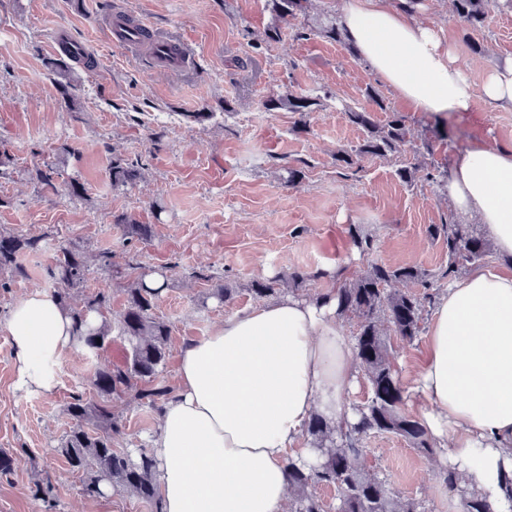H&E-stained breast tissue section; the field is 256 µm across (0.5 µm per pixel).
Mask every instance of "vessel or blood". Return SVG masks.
<instances>
[{"label":"vessel or blood","instance_id":"obj_1","mask_svg":"<svg viewBox=\"0 0 512 512\" xmlns=\"http://www.w3.org/2000/svg\"><path fill=\"white\" fill-rule=\"evenodd\" d=\"M108 38L113 46L130 48L148 44L149 71H169L189 67L192 63L190 55L183 48L170 41L167 37L154 34L145 24L131 23L122 19L108 23Z\"/></svg>","mask_w":512,"mask_h":512}]
</instances>
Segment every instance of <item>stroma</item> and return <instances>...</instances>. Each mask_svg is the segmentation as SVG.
Returning <instances> with one entry per match:
<instances>
[{
    "mask_svg": "<svg viewBox=\"0 0 512 512\" xmlns=\"http://www.w3.org/2000/svg\"><path fill=\"white\" fill-rule=\"evenodd\" d=\"M118 12L185 42L194 64L148 72L142 52L111 45L105 21ZM415 17L441 32L473 84L512 61V10L489 12L478 53L450 0H422ZM270 21L265 0H0V146L12 157L0 170V230L46 238L43 250L24 256L26 276L0 288V322L30 291L52 290L47 269L65 246L90 256L111 253V268L91 265L83 292L111 290L106 318L114 327L99 354L78 346L62 356L49 394L15 389L13 354L0 332V450L14 459L11 474L0 477V512H155L124 491L88 498L83 474L60 450L74 425L66 411L73 396L96 399L93 372L126 362L130 347L118 328L124 290L141 278L160 274L167 281L154 313L171 330L161 371L169 386L186 343L257 307L249 288L258 278L310 272L314 278L301 292L313 296L335 288L331 271L352 279L373 261L427 273V283H407V290L437 297L446 291L439 274L448 250L434 229L454 207L426 174L449 168L474 142L511 145L512 105L435 121L410 111L362 58L338 43L318 35L294 39L301 19L281 20V41H260ZM61 25L100 61L89 69L75 64L80 82L73 112L62 107L50 72L58 58L51 42ZM318 86L329 93L319 111L263 106L268 96L307 94ZM369 86L388 111L405 116L409 142L399 152L363 158L360 171L343 178L337 155L355 150L365 137L344 109L369 107ZM437 124L443 137L433 154H415L414 145ZM63 144L72 154L58 188L43 190L31 174L55 161ZM116 157L142 163V178L113 187L109 167ZM404 165L416 167L413 183L399 178ZM292 168L302 172L293 186L286 182ZM72 182L81 186L80 195L70 193ZM122 214L151 225L152 238L127 242L115 222ZM353 225L372 239L369 256L353 246ZM201 268L234 288L231 303L208 297V282L192 276ZM159 412L156 405L114 400L121 428L115 449L149 447ZM365 445L367 469L393 491L422 501L425 512H456V494L440 477L441 458H427L392 433L373 434ZM46 478L53 484L50 497H36V483Z\"/></svg>",
    "mask_w": 512,
    "mask_h": 512,
    "instance_id": "obj_1",
    "label": "stroma"
}]
</instances>
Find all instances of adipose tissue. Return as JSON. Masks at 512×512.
<instances>
[{
    "label": "adipose tissue",
    "mask_w": 512,
    "mask_h": 512,
    "mask_svg": "<svg viewBox=\"0 0 512 512\" xmlns=\"http://www.w3.org/2000/svg\"><path fill=\"white\" fill-rule=\"evenodd\" d=\"M340 24L361 57L412 111L466 114L512 105V62L473 86L440 33L395 0H345ZM455 211L477 217L498 252L512 256V147L460 154L445 185ZM335 299L284 296L233 317L182 350L179 388L163 406L150 451L161 512H286V462L313 465L302 444L314 416L346 426L359 369L337 328ZM15 386L52 393L75 340L53 293L15 303L4 325ZM410 392L461 486L512 512V271L478 269L439 299L428 354Z\"/></svg>",
    "instance_id": "adipose-tissue-1"
}]
</instances>
